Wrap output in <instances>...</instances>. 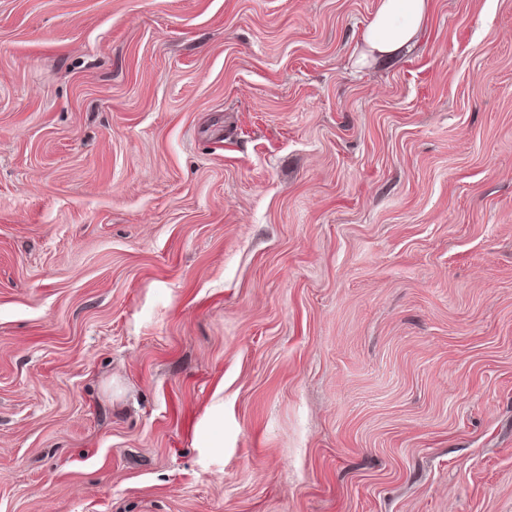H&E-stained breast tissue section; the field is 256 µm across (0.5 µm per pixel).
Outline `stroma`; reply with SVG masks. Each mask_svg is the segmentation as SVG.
I'll return each mask as SVG.
<instances>
[{"label": "stroma", "instance_id": "1", "mask_svg": "<svg viewBox=\"0 0 512 512\" xmlns=\"http://www.w3.org/2000/svg\"><path fill=\"white\" fill-rule=\"evenodd\" d=\"M0 0V512H512V0ZM428 0H379L377 8L361 33L365 53L370 57L390 59L403 48L418 41L423 28Z\"/></svg>", "mask_w": 512, "mask_h": 512}]
</instances>
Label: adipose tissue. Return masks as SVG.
<instances>
[{
  "label": "adipose tissue",
  "instance_id": "adipose-tissue-1",
  "mask_svg": "<svg viewBox=\"0 0 512 512\" xmlns=\"http://www.w3.org/2000/svg\"><path fill=\"white\" fill-rule=\"evenodd\" d=\"M426 11L427 0H378L361 33L366 57L390 59L418 41Z\"/></svg>",
  "mask_w": 512,
  "mask_h": 512
}]
</instances>
